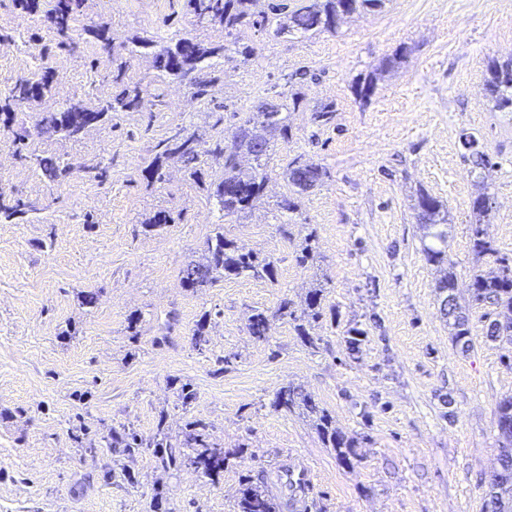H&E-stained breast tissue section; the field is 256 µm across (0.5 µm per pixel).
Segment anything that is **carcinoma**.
I'll list each match as a JSON object with an SVG mask.
<instances>
[{"instance_id": "1", "label": "carcinoma", "mask_w": 512, "mask_h": 512, "mask_svg": "<svg viewBox=\"0 0 512 512\" xmlns=\"http://www.w3.org/2000/svg\"><path fill=\"white\" fill-rule=\"evenodd\" d=\"M386 2L387 0H308L307 4L296 5L291 10L286 3H273L270 5V14L258 21L254 19L252 11L254 0H186L187 10L197 24L219 27L230 40L205 46L192 36H182L155 53L156 69L165 76L181 79L199 70L200 65L208 58L222 56L229 62L240 56L246 61L254 55V49L242 43L240 38L242 31L248 27L271 25L276 37H305L325 32L333 34L338 32L336 18L365 11H380ZM83 5L84 0H55L52 24L61 37L60 44H66L68 34ZM85 32L100 43L104 51H111L112 38L106 23L88 27ZM405 56L406 51L403 50L383 60L376 71L369 74L359 85L357 95L360 100L366 102L370 99L375 89L377 73H385L395 68ZM127 69L125 62L117 65L116 74L113 75L116 91L110 99L98 106L89 107L78 101L61 112L51 113L50 131L76 137L87 127L107 119L112 112H130L145 108L152 93L141 83L128 80ZM52 83L53 73L49 68L36 78L17 80L10 95L0 102V116L3 117L4 126L12 127L18 110L24 103L48 94ZM486 92L494 110L512 112V59L502 63L494 61L489 65ZM301 102L302 99L295 94L276 102V128L266 139L263 138L265 117L262 112L248 117L238 126L232 134V146L218 143L211 148L193 133H177L165 139L157 145V151L145 170L148 182H163L166 165L174 158L183 164L191 176L196 177L200 174L198 164L201 156L219 153L224 155V178L215 185L213 196L224 215L240 216L247 213L268 179L274 139L289 140L290 126L286 113L298 109ZM253 143L258 145V149L251 157L252 165L243 168L234 147H246ZM30 159L51 182L59 180L67 172V168L60 165L53 156L33 153ZM285 175L293 193L301 195L323 184L328 178V171L322 165L306 159L304 155L297 154L288 160ZM415 208L418 210L424 236L438 242L436 246L424 245L426 259L430 264L440 267L445 263V249L448 247V231L443 229L448 221L446 206L439 198L422 192L417 197ZM472 211L475 217V224L471 225L472 249L478 257H487L497 266L496 273L491 276L473 274L470 284L472 296L476 302L489 303L497 309V318L489 324L487 337L512 344V257L500 253L492 241L484 237L482 221L489 212V197L485 194L477 196L472 202ZM22 213L21 202L13 204L0 194V221H12ZM320 259L318 236L311 230L300 244L296 261L306 266L314 265ZM241 275L265 276L273 280L276 275L275 260L271 257L261 259L240 250L233 240L218 231L208 239L204 258L190 261L182 268L181 285L190 289L206 288L220 278ZM436 288L447 294L448 307L444 308V315L453 319L451 327L454 341L466 349L469 348L472 342L469 319L456 299V276L450 268L443 269ZM323 293L324 287L319 284L309 290L301 307L296 308L285 299L276 311L280 319L294 324L297 335L312 350L317 349V342L309 327L322 316ZM269 330L270 320L264 312L258 310L251 315L249 331L252 336L264 340ZM271 407L284 413L296 409L306 411L315 419L316 429L326 447L336 451L340 463L348 467L352 464V459L356 458L354 440L336 428L333 418L301 387L288 385L281 388ZM188 427L189 433L185 439V447L189 449L187 453L173 450L167 436L161 431L147 443L131 428L121 432L113 431L108 434L107 442L109 447L121 448L130 457L138 454L143 445H152L164 466L189 465L212 480H218L225 469L235 464L241 449L211 446L205 439L204 425L198 420L190 422ZM496 427L501 443L500 469L491 481L485 512H512V396L505 397L498 403ZM266 483L267 475L263 470L244 476L233 512H276L277 504L265 489Z\"/></svg>"}]
</instances>
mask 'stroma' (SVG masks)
Instances as JSON below:
<instances>
[{"label": "stroma", "mask_w": 512, "mask_h": 512, "mask_svg": "<svg viewBox=\"0 0 512 512\" xmlns=\"http://www.w3.org/2000/svg\"><path fill=\"white\" fill-rule=\"evenodd\" d=\"M53 5L40 0L28 12L0 0V96L52 68L51 94L24 105L17 124L26 152L70 166L46 181L0 126V191L30 207L0 223V512H233L243 475L262 469L275 479L285 460L311 470L302 512H482L499 468L496 406L512 395V344L486 339L495 309L471 297L473 271L493 269L472 252L471 205L488 194L483 228L512 256V113L492 111L485 90L489 62L512 58V0H388L309 38L251 28L243 39L254 56L207 59L210 86L198 99L132 47L138 36L223 41L222 29L194 25L185 0H86L67 49L47 19ZM98 21L110 27L112 52L85 32ZM401 51L405 61L360 102L356 82ZM122 61L153 94L151 110L113 113L75 138L40 133L39 115L110 97ZM295 92L302 104L289 114L291 137L275 140L269 180L244 217L225 216L210 190L223 158L202 156L197 181L173 160L164 182L145 179L156 145L175 131L219 141L261 101ZM330 101L334 119L315 124L313 110ZM467 135L490 167L474 169ZM296 154L330 178L283 213V169ZM422 191L448 209V262L473 337L466 351L452 340L423 252L414 208ZM158 211L171 224L146 230ZM311 228L322 255L313 267L295 260ZM219 230L274 258L275 280L182 287L181 269ZM318 283V350L279 319L267 340L251 336L252 312L301 303ZM353 324L367 340L352 355L343 336ZM230 353L237 360L227 369ZM184 383L195 393L187 406ZM289 384L354 439L352 466L339 465L311 417L272 409ZM193 420L211 444L242 450L219 481L103 441L115 429L146 439L161 429L179 449Z\"/></svg>", "instance_id": "stroma-1"}]
</instances>
